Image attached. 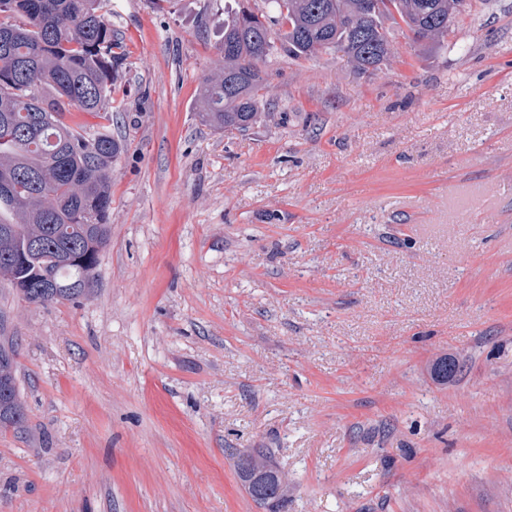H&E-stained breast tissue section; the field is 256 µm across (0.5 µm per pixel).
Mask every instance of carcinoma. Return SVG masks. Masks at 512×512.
<instances>
[{"instance_id": "carcinoma-1", "label": "carcinoma", "mask_w": 512, "mask_h": 512, "mask_svg": "<svg viewBox=\"0 0 512 512\" xmlns=\"http://www.w3.org/2000/svg\"><path fill=\"white\" fill-rule=\"evenodd\" d=\"M224 18V66L200 81L198 118L215 130L266 122L262 66L287 55L345 57L372 75L407 31L420 49L445 46L460 0H265ZM106 0H0V278L29 304L72 300L98 275L112 205V162L121 145L65 121L78 109L107 117L109 87L125 60ZM460 368L440 354L430 372L448 382ZM14 351L0 346V427L23 422ZM235 471L261 507L288 502V473L262 451L240 454Z\"/></svg>"}]
</instances>
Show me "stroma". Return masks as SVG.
Listing matches in <instances>:
<instances>
[{
	"instance_id": "35a3bbf8",
	"label": "stroma",
	"mask_w": 512,
	"mask_h": 512,
	"mask_svg": "<svg viewBox=\"0 0 512 512\" xmlns=\"http://www.w3.org/2000/svg\"><path fill=\"white\" fill-rule=\"evenodd\" d=\"M234 4L111 0L112 115L68 116L121 145L97 280L44 305L0 280L26 408L0 512H264L253 448L286 512H512V0L370 76L279 56L274 119L215 131ZM460 368L459 359L456 356L440 354L433 359L430 372L438 381L448 384V380L455 377ZM235 471L243 487L260 507L280 512L288 502V473L277 469L263 451L240 454L235 458Z\"/></svg>"
}]
</instances>
